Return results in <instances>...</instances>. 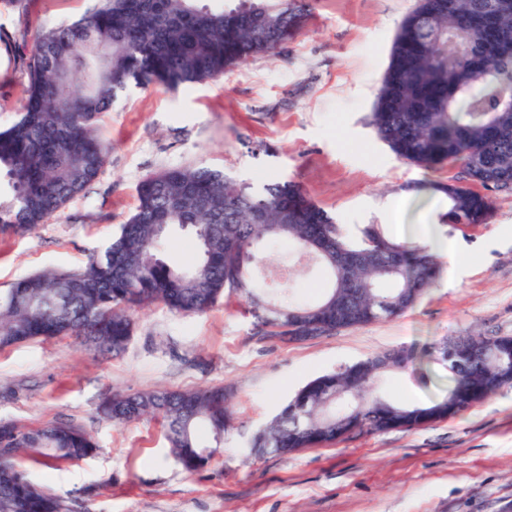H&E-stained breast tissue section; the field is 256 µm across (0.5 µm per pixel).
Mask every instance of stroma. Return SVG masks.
Returning <instances> with one entry per match:
<instances>
[{
  "instance_id": "1",
  "label": "stroma",
  "mask_w": 512,
  "mask_h": 512,
  "mask_svg": "<svg viewBox=\"0 0 512 512\" xmlns=\"http://www.w3.org/2000/svg\"><path fill=\"white\" fill-rule=\"evenodd\" d=\"M415 0H316L279 54L227 69L188 88L129 86L101 116L112 148L86 194L24 235L0 234V291L47 268L74 271L133 213L137 187L170 166H209L253 185L290 181L347 233L401 203L407 241L425 230L452 239L467 263L440 257L435 282L402 315L328 336L288 341L253 333L244 304L229 299L191 317L162 307L134 311L118 356L71 337L0 350V421L38 428L64 422L100 446L83 462L18 464L74 512H512V387L456 416L411 430L356 432L288 456L250 457L247 443L310 380L367 356L413 350L415 372L386 371L383 394L425 405L444 396L448 372L433 343L470 331L512 336V190L491 192L487 223L442 224L443 195L417 199L411 184L448 182L457 168L398 159L370 124L393 39ZM97 0H0V130L25 100L22 60L39 30L79 19ZM258 251L261 284L279 277L280 301L323 298L328 276L281 241ZM427 383H419L418 372ZM223 386L234 427L224 450L190 475L168 457L157 420L115 426L106 396L159 387Z\"/></svg>"
}]
</instances>
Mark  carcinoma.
<instances>
[{"mask_svg": "<svg viewBox=\"0 0 512 512\" xmlns=\"http://www.w3.org/2000/svg\"><path fill=\"white\" fill-rule=\"evenodd\" d=\"M309 0H99L87 16L40 31L24 61L27 97L17 121L0 132V233L28 232L84 193L102 172L110 145L97 121L129 84L167 87L216 79L232 66L276 54L296 33ZM512 0H415L391 48L371 124L394 154L413 165H459L463 183H418L448 199L443 224H482L490 198L473 189H512ZM134 214L82 270L46 269L0 292V349L34 339L74 336L118 355L133 333L131 312L161 306L203 314L223 297L249 305L253 327L267 336L329 333L401 315L434 282L438 265L425 247L386 236L366 224L346 234L288 182L260 188L222 170L176 166L146 177ZM190 235L194 264L176 267L162 255L173 228ZM294 245L330 272L324 298L284 305L255 291L256 247ZM491 339L450 337L438 350L448 368V393L430 405H409L380 391L378 365L367 358L304 385L250 440L252 448L288 454L354 432L412 428L413 417L443 420L512 385L504 370L480 358L450 355L452 346L484 349ZM341 386L358 406L326 404ZM103 418L126 425L165 421L169 452L188 474L204 470L224 447L230 405L224 388L119 393L99 406ZM35 452L68 461L94 457L82 429L52 423L28 429L0 422V512H71L31 483L15 465Z\"/></svg>", "mask_w": 512, "mask_h": 512, "instance_id": "cac0c4a2", "label": "carcinoma"}]
</instances>
